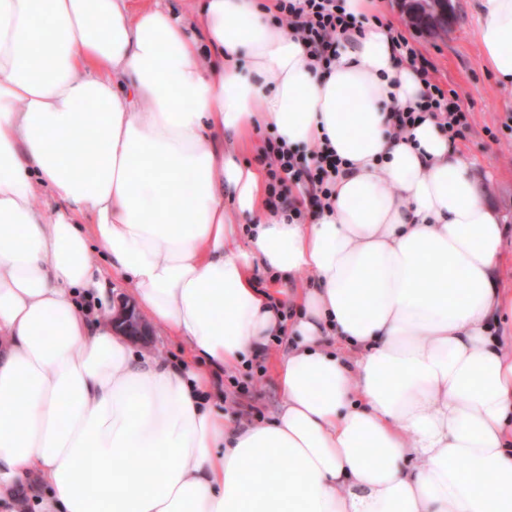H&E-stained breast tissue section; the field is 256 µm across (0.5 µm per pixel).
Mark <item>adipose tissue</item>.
<instances>
[{"mask_svg": "<svg viewBox=\"0 0 512 512\" xmlns=\"http://www.w3.org/2000/svg\"><path fill=\"white\" fill-rule=\"evenodd\" d=\"M190 4L0 0V498L36 475L44 512H512L505 227L435 119L395 138L425 86L383 0H346L365 24L327 71L259 0ZM474 9L512 88V0ZM262 130L350 161L330 208L273 212ZM302 270L287 326L258 280ZM112 271L192 364L114 329ZM282 334L274 419L234 421L213 374Z\"/></svg>", "mask_w": 512, "mask_h": 512, "instance_id": "adipose-tissue-1", "label": "adipose tissue"}]
</instances>
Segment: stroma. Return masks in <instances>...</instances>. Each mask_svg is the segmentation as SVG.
<instances>
[{
    "mask_svg": "<svg viewBox=\"0 0 512 512\" xmlns=\"http://www.w3.org/2000/svg\"><path fill=\"white\" fill-rule=\"evenodd\" d=\"M394 2V32L404 35L433 63V82L455 90L463 102L468 128L455 147L471 165L490 204L507 227L497 281L499 287L512 289V130L504 126L512 115V89L499 87L480 66L478 20L470 10V0H453L454 23L440 35L414 25L403 8L404 0ZM279 350V345L270 346L262 360L266 371L256 381L252 396L238 402L225 399L224 386L218 382L211 395L213 403L234 418L252 406L260 409L264 417H271L281 404L276 374Z\"/></svg>",
    "mask_w": 512,
    "mask_h": 512,
    "instance_id": "35a3bbf8",
    "label": "stroma"
}]
</instances>
